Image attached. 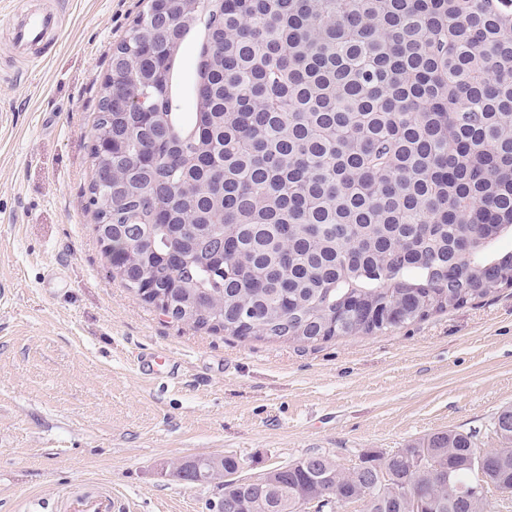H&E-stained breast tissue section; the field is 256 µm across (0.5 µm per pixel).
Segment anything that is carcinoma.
<instances>
[{
  "instance_id": "carcinoma-1",
  "label": "carcinoma",
  "mask_w": 512,
  "mask_h": 512,
  "mask_svg": "<svg viewBox=\"0 0 512 512\" xmlns=\"http://www.w3.org/2000/svg\"><path fill=\"white\" fill-rule=\"evenodd\" d=\"M152 0L112 53V111L99 106L88 185L109 275L171 318L232 336L313 344L373 335L512 287V0ZM204 23L194 112L176 111L172 70ZM112 167V204L100 172ZM427 448L467 488L475 435ZM239 459L176 471L217 482ZM512 488V454L487 457ZM237 512H300L302 488L366 512H501L451 496L429 471L342 475L313 454Z\"/></svg>"
}]
</instances>
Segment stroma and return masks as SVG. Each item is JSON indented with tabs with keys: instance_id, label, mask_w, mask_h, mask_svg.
<instances>
[{
	"instance_id": "obj_1",
	"label": "stroma",
	"mask_w": 512,
	"mask_h": 512,
	"mask_svg": "<svg viewBox=\"0 0 512 512\" xmlns=\"http://www.w3.org/2000/svg\"><path fill=\"white\" fill-rule=\"evenodd\" d=\"M147 0H0V512H55L72 487H111L123 512H214L219 491L172 473L233 455L253 477L313 454L346 467L448 429L499 447L512 406V288L369 336L313 345L176 321L113 281L87 186L112 52ZM62 36L36 66L13 49L16 10ZM203 28L174 68L193 109ZM169 354L148 381L137 358Z\"/></svg>"
}]
</instances>
